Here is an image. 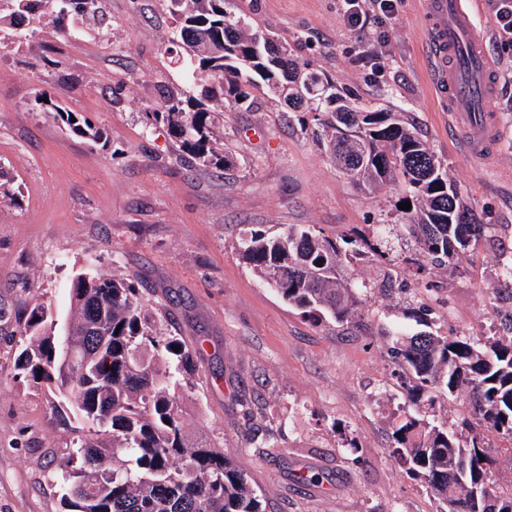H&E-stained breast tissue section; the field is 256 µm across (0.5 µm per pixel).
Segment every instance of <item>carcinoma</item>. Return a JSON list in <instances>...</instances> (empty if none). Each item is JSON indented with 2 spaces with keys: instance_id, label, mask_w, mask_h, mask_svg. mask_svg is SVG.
<instances>
[{
  "instance_id": "obj_1",
  "label": "carcinoma",
  "mask_w": 512,
  "mask_h": 512,
  "mask_svg": "<svg viewBox=\"0 0 512 512\" xmlns=\"http://www.w3.org/2000/svg\"><path fill=\"white\" fill-rule=\"evenodd\" d=\"M0 2L21 18L49 4L60 24L69 16L98 15V0ZM169 11L185 45L189 79L209 87L169 97L146 116L167 128L191 163L218 170L232 163L216 126L224 103L242 105L249 88L278 97L301 113L303 126L302 113L312 115V136L346 179L365 190L403 181L400 202H411V209L402 219L415 242L403 262L414 274L430 266L450 274L461 269L484 225L404 113L360 106L342 95L318 70L299 63L288 43L227 12L224 0H169ZM44 99L35 98L37 109L54 114L71 133L93 144L105 140L103 129L70 121L73 112ZM0 198L17 200L1 166ZM364 246L290 225L276 234L245 235L241 257L310 320L344 325L361 302L348 287L347 267ZM415 297L402 315L421 330L397 335L388 349L393 376L412 405L434 410L461 396L473 418L450 428L406 411L394 426L392 454L424 483L439 512H512V476L494 490L487 486L498 461L512 472V251L501 254L494 289L498 338L434 331L435 309L422 289ZM71 306L65 332L71 343L63 347L47 307L30 302L22 329L27 344L17 357L24 376L57 400L52 409L62 425H86L70 453L73 466L62 475L65 512H265L224 450L186 431L175 390L192 382L193 355L177 330L162 328L161 310L135 279L84 272L72 284Z\"/></svg>"
}]
</instances>
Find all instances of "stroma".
Returning <instances> with one entry per match:
<instances>
[{
	"instance_id": "obj_1",
	"label": "stroma",
	"mask_w": 512,
	"mask_h": 512,
	"mask_svg": "<svg viewBox=\"0 0 512 512\" xmlns=\"http://www.w3.org/2000/svg\"><path fill=\"white\" fill-rule=\"evenodd\" d=\"M423 0L371 18L356 33L341 0H228L232 13L288 42L364 106L408 112L488 232L463 274L431 270L440 333L498 331L492 287L512 251V51L495 37L482 0L477 32L499 73L498 137L491 160L459 141L433 88ZM103 23L63 39L51 15L21 36L0 23V167L18 204L0 203V512H61L65 463L80 437L16 366L31 298L69 322L70 284L88 270L135 273L147 298L193 349L198 373L179 394L188 431L205 432L261 495L266 512H436L437 501L391 452L407 401L386 355L408 297H382L385 272L410 281L415 245L397 209L402 189L366 195L350 184L266 95L251 110L227 106L224 170L196 171L163 125L146 114L165 96L192 95L167 0H104ZM44 92L103 128L105 145L69 134L35 111ZM311 225L331 237L365 236L348 280L362 287L354 325L314 322L263 285L242 260L241 239ZM322 472L323 483L309 482Z\"/></svg>"
}]
</instances>
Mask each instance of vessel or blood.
<instances>
[{
	"label": "vessel or blood",
	"instance_id": "vessel-or-blood-1",
	"mask_svg": "<svg viewBox=\"0 0 512 512\" xmlns=\"http://www.w3.org/2000/svg\"><path fill=\"white\" fill-rule=\"evenodd\" d=\"M434 84L447 97L466 147L490 159L496 133L492 112L495 62L478 36L473 0H425Z\"/></svg>",
	"mask_w": 512,
	"mask_h": 512
}]
</instances>
